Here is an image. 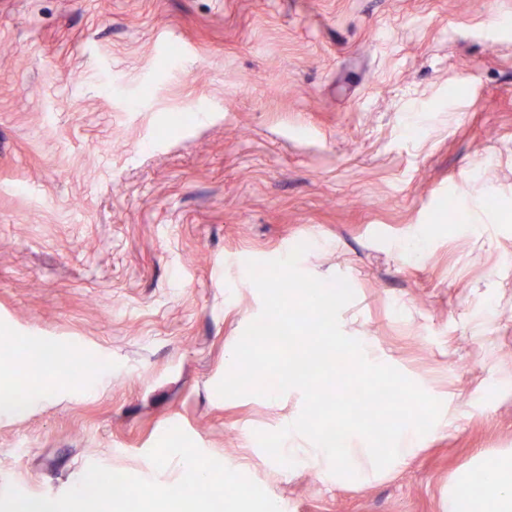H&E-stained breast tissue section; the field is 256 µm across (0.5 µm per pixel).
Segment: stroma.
<instances>
[{
    "label": "stroma",
    "instance_id": "35a3bbf8",
    "mask_svg": "<svg viewBox=\"0 0 512 512\" xmlns=\"http://www.w3.org/2000/svg\"><path fill=\"white\" fill-rule=\"evenodd\" d=\"M307 243L342 331L443 403L403 465L358 478L260 447L303 395L223 398L261 312L246 261ZM109 359L107 384L8 359ZM0 489L88 467L177 483L170 428L293 512H448L512 453V0H0ZM19 389L0 391V417L24 416L51 401L53 394L43 388L24 389L18 394Z\"/></svg>",
    "mask_w": 512,
    "mask_h": 512
}]
</instances>
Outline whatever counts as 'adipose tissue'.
Segmentation results:
<instances>
[{
    "mask_svg": "<svg viewBox=\"0 0 512 512\" xmlns=\"http://www.w3.org/2000/svg\"><path fill=\"white\" fill-rule=\"evenodd\" d=\"M494 512H512V456L504 457L491 471L482 475V490L473 494L468 482H460L448 512H484L485 503Z\"/></svg>",
    "mask_w": 512,
    "mask_h": 512,
    "instance_id": "obj_1",
    "label": "adipose tissue"
}]
</instances>
